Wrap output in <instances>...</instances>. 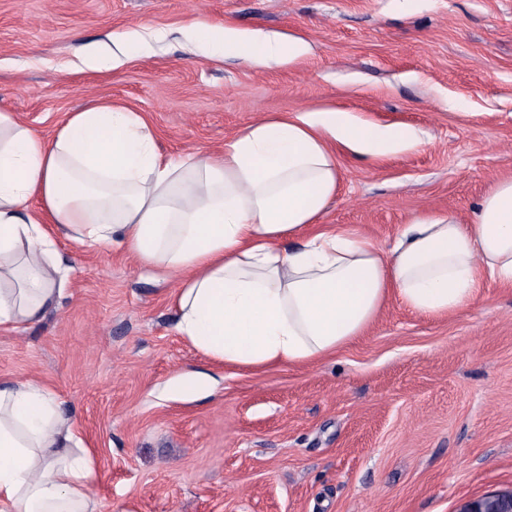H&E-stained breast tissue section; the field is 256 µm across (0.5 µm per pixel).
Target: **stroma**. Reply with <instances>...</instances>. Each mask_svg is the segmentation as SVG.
Wrapping results in <instances>:
<instances>
[{
  "mask_svg": "<svg viewBox=\"0 0 512 512\" xmlns=\"http://www.w3.org/2000/svg\"><path fill=\"white\" fill-rule=\"evenodd\" d=\"M197 16L309 51L270 69L209 60L180 33ZM136 26L165 31L152 55L77 70ZM98 102L140 112L170 155L327 107L415 130L414 151L341 152L322 218L386 246L425 212L469 219L512 177V0H0V109L49 137ZM56 248L62 304L0 330V382L34 375L56 395L105 512H455L512 489V287L487 283L445 318L390 300L336 355L222 368L197 399L175 384L209 366L175 332L178 280L119 249Z\"/></svg>",
  "mask_w": 512,
  "mask_h": 512,
  "instance_id": "1",
  "label": "stroma"
}]
</instances>
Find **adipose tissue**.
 Returning a JSON list of instances; mask_svg holds the SVG:
<instances>
[{"mask_svg":"<svg viewBox=\"0 0 512 512\" xmlns=\"http://www.w3.org/2000/svg\"><path fill=\"white\" fill-rule=\"evenodd\" d=\"M185 39L208 58L271 67L306 44L194 18ZM162 32L132 30L94 47L82 69L148 54ZM397 125L326 108L280 114L221 150H157L144 117L116 104L69 114L52 137L0 110V329L58 308L64 236L119 246L162 280L175 277L174 328L211 363L306 365L362 336L390 298L427 316L471 306L485 280L512 284V178L469 222L428 212L388 249L320 221L339 187L340 150L382 157L421 146ZM38 379L0 384V512H100L96 462Z\"/></svg>","mask_w":512,"mask_h":512,"instance_id":"1","label":"adipose tissue"}]
</instances>
